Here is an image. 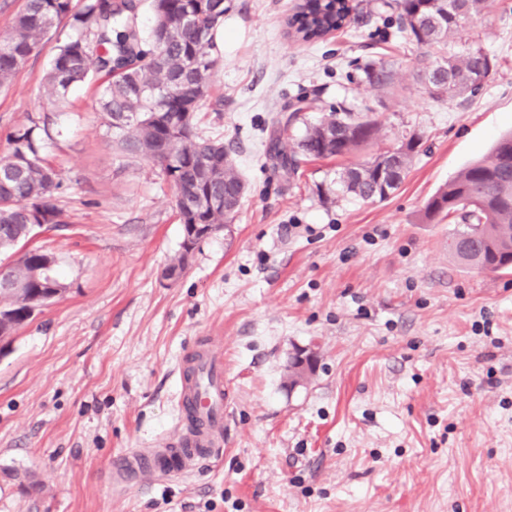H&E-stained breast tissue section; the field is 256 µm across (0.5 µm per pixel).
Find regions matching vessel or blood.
<instances>
[{
  "instance_id": "1",
  "label": "vessel or blood",
  "mask_w": 512,
  "mask_h": 512,
  "mask_svg": "<svg viewBox=\"0 0 512 512\" xmlns=\"http://www.w3.org/2000/svg\"><path fill=\"white\" fill-rule=\"evenodd\" d=\"M224 394V355L211 343L201 344L182 359L178 436L165 447L121 455L112 468L113 485L188 474L210 459L224 438Z\"/></svg>"
}]
</instances>
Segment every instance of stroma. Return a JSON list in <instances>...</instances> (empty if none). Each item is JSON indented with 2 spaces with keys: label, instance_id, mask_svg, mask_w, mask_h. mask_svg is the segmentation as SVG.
Instances as JSON below:
<instances>
[{
  "label": "stroma",
  "instance_id": "obj_1",
  "mask_svg": "<svg viewBox=\"0 0 512 512\" xmlns=\"http://www.w3.org/2000/svg\"><path fill=\"white\" fill-rule=\"evenodd\" d=\"M385 2L359 0L349 28L303 44L285 35L294 0H225L197 128L232 148L246 194L175 278V191L108 130L100 78L58 107L39 94L64 34L0 89V156L8 132L46 123L67 188L62 223L29 242L56 257L67 291L0 338V512H512V272L459 266L452 225L425 215L512 128V0L459 28L450 51L480 45L495 67L478 93L442 100L417 81L424 51L398 38ZM368 62L392 84L366 82ZM301 98L312 107L287 145L343 108L378 131L289 178L265 145ZM413 136L386 199L341 191L344 167ZM206 338L224 353L218 459L113 487L115 460L177 429L180 361ZM301 350L317 364L292 389Z\"/></svg>",
  "mask_w": 512,
  "mask_h": 512
}]
</instances>
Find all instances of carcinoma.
I'll use <instances>...</instances> for the list:
<instances>
[{
	"mask_svg": "<svg viewBox=\"0 0 512 512\" xmlns=\"http://www.w3.org/2000/svg\"><path fill=\"white\" fill-rule=\"evenodd\" d=\"M487 0H391L400 38L425 49L445 46L463 21L486 8ZM143 0H25L13 34L0 40V87L8 86L18 66L37 53L43 39L60 25L71 30L40 87L50 105L63 103L72 86L92 76L103 79L99 104L108 128L121 133L123 150L158 166L176 191L182 224V252L168 269L183 272L193 224L232 223L243 198L244 180L221 140L196 131V114L205 106L209 78L222 60L216 41L224 25V0H150L154 17L143 34ZM357 10L353 0H299L285 21L286 35L303 43L323 41L348 26ZM494 63L479 45L460 54L430 60L421 80L435 98L473 95ZM375 86L392 83L383 64L362 67ZM308 109L306 100L286 121H277L267 153L290 174L308 159L338 158L370 141L376 123L359 121L344 109L308 128L296 146L282 142L281 124ZM13 152L0 157V280L25 283L27 297L10 302L12 321L21 326L33 311L31 300L63 288L55 273L43 271L39 249H24L30 224H61L62 178L45 159L38 125L15 128ZM420 145L413 136L392 156L346 167L343 189L363 199H384L396 190ZM393 169L389 191L377 178L382 164ZM426 214L448 217L457 225L448 248L465 265L497 272L512 269V131L503 134L486 157L462 169L428 200Z\"/></svg>",
	"mask_w": 512,
	"mask_h": 512,
	"instance_id": "cac0c4a2",
	"label": "carcinoma"
}]
</instances>
